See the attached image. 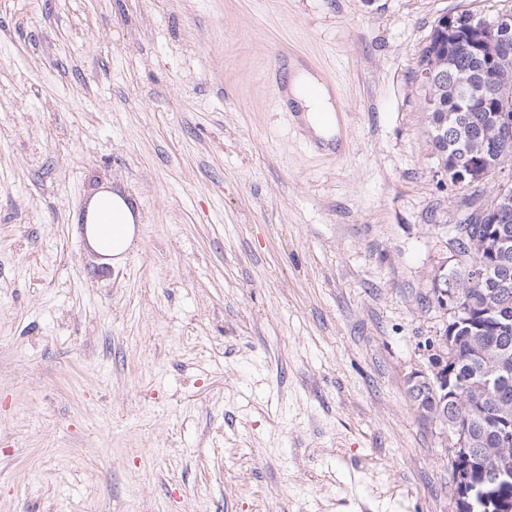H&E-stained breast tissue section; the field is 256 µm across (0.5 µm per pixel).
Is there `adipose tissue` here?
I'll return each instance as SVG.
<instances>
[{
  "label": "adipose tissue",
  "mask_w": 512,
  "mask_h": 512,
  "mask_svg": "<svg viewBox=\"0 0 512 512\" xmlns=\"http://www.w3.org/2000/svg\"><path fill=\"white\" fill-rule=\"evenodd\" d=\"M288 92L313 133L328 137L329 132L320 120L322 113L333 109L325 84L310 71L297 67L292 72ZM87 220L91 246L101 256L120 260L130 248L135 233L134 214L128 201L117 194L100 193L91 203Z\"/></svg>",
  "instance_id": "obj_1"
}]
</instances>
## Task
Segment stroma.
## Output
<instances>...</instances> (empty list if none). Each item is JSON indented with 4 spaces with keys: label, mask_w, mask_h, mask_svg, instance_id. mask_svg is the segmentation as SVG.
I'll return each mask as SVG.
<instances>
[{
    "label": "stroma",
    "mask_w": 512,
    "mask_h": 512,
    "mask_svg": "<svg viewBox=\"0 0 512 512\" xmlns=\"http://www.w3.org/2000/svg\"><path fill=\"white\" fill-rule=\"evenodd\" d=\"M461 10L512 0H0V512H454L407 378L463 196L420 56ZM282 52L335 154L276 111ZM314 88L317 90L315 93L312 92ZM288 92L301 111L290 112L295 124H299L302 112H305L303 118L313 133L328 139L333 133L324 127L320 121V115L323 112H333L334 107L325 84L310 71L295 66ZM87 236L91 246L112 261L120 260L130 248L135 233L131 205L110 192L98 194L87 213Z\"/></svg>",
    "instance_id": "obj_1"
}]
</instances>
